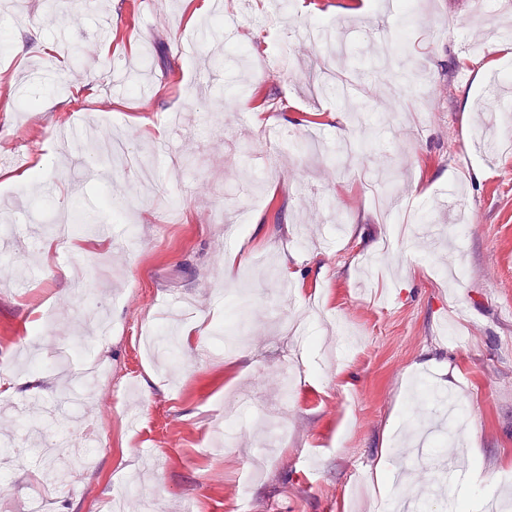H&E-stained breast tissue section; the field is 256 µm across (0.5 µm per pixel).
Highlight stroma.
Segmentation results:
<instances>
[{
	"instance_id": "obj_1",
	"label": "stroma",
	"mask_w": 512,
	"mask_h": 512,
	"mask_svg": "<svg viewBox=\"0 0 512 512\" xmlns=\"http://www.w3.org/2000/svg\"><path fill=\"white\" fill-rule=\"evenodd\" d=\"M201 2L0 0V77L14 83L0 94V222L15 241L0 251V380L15 387L0 441H47L34 425L68 391L77 340L110 371L71 427L91 461H25L0 479V512H33L38 497L43 512H105L137 478L123 512H386L440 482L403 442L445 392L462 417L433 436L451 476L435 512H512L492 496L512 488V97L497 95L512 0H418L387 65L370 37L384 7L291 0L277 16L270 0H222L217 28ZM480 12L503 15L506 33L475 51L479 23L446 24ZM318 21L333 34L308 37ZM335 39L337 70L363 89L345 109L306 81ZM234 45L270 66L291 53V71H250L227 59ZM142 67L150 97L123 82L102 97V74ZM415 68L406 110L383 111L371 88ZM493 97L500 109H484ZM75 126L135 130L128 148L151 179L80 166ZM54 208L79 211L83 232L31 248L52 236L35 211ZM116 208L124 230L97 247ZM228 250L242 261L229 282ZM284 259L290 301L264 273ZM80 276L107 333L83 317ZM313 304L310 335L286 334L282 316ZM170 324L194 329L191 343L146 352V332ZM32 352L43 364L30 373ZM237 397L251 409L229 433L219 418Z\"/></svg>"
}]
</instances>
